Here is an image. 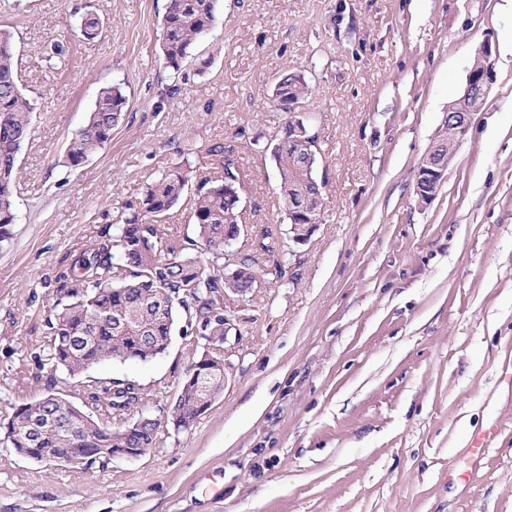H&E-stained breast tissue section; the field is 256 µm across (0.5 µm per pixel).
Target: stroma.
Instances as JSON below:
<instances>
[{
	"instance_id": "stroma-1",
	"label": "stroma",
	"mask_w": 512,
	"mask_h": 512,
	"mask_svg": "<svg viewBox=\"0 0 512 512\" xmlns=\"http://www.w3.org/2000/svg\"><path fill=\"white\" fill-rule=\"evenodd\" d=\"M167 4L0 0L36 104L0 244V422L50 391L82 402L79 380L43 368L47 316L76 256L163 170L196 183L223 143L240 171L241 244L269 227L279 246L260 256L258 288L224 302L227 380L190 429L169 416L209 343L182 322L163 357L97 369L147 389L153 448L85 470L0 442V512H512V13L503 0H223L175 78L159 54ZM89 13L103 22L91 41ZM485 43L496 82L418 206L419 163ZM293 72L312 87L303 111L325 183L302 245L263 147L288 123L272 95ZM115 82L127 107L111 141L67 165ZM491 422L481 479H449Z\"/></svg>"
}]
</instances>
